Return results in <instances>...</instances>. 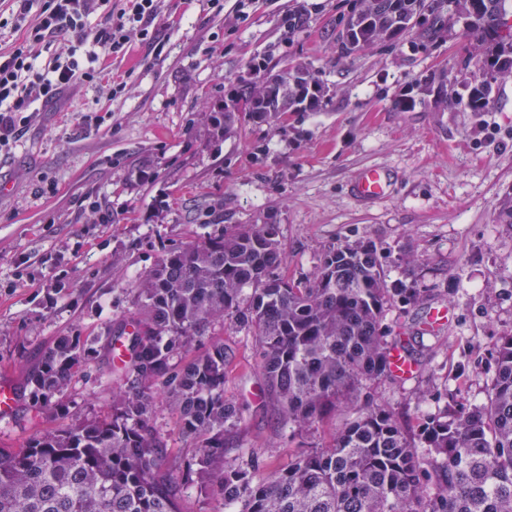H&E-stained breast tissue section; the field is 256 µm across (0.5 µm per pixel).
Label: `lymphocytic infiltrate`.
Instances as JSON below:
<instances>
[{
    "label": "lymphocytic infiltrate",
    "instance_id": "obj_1",
    "mask_svg": "<svg viewBox=\"0 0 512 512\" xmlns=\"http://www.w3.org/2000/svg\"><path fill=\"white\" fill-rule=\"evenodd\" d=\"M161 0H0V153L10 151L37 105L95 82L99 54L125 56L131 41L162 50ZM102 16L92 26L91 16Z\"/></svg>",
    "mask_w": 512,
    "mask_h": 512
}]
</instances>
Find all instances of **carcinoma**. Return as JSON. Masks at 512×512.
Returning <instances> with one entry per match:
<instances>
[{
  "label": "carcinoma",
  "mask_w": 512,
  "mask_h": 512,
  "mask_svg": "<svg viewBox=\"0 0 512 512\" xmlns=\"http://www.w3.org/2000/svg\"><path fill=\"white\" fill-rule=\"evenodd\" d=\"M446 1L460 10V36L476 49L457 59L458 71L471 78L458 102L483 112L496 73L512 70L506 0H341L336 52L348 56L359 43L389 47L410 31L433 46L453 26L443 17ZM296 72H267L237 88L232 102L249 101L250 120L288 106L322 109L319 71H305L307 102L264 94ZM286 263L277 225L228 224L170 249L105 336L58 337L28 374L43 407L66 415L59 395L90 361L112 363L117 341L128 360L113 369L126 387L112 395L106 417L37 433L19 449L0 448V512H186L190 489L232 499L235 512H512L511 333L497 345L485 401L420 418L415 433L369 400L342 418L329 446L300 451L286 469L261 474L254 460L226 456L224 435L243 418L224 399L230 361L222 341L194 350L215 323L236 312L253 330L279 420L296 437L343 411L364 383L389 376L385 307L416 299L405 288H387L371 241L330 249L312 280L282 278L277 270ZM246 287L252 293L242 311ZM158 391L194 455L169 460L150 417Z\"/></svg>",
  "instance_id": "obj_1"
}]
</instances>
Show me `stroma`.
Returning a JSON list of instances; mask_svg holds the SVG:
<instances>
[{"mask_svg": "<svg viewBox=\"0 0 512 512\" xmlns=\"http://www.w3.org/2000/svg\"><path fill=\"white\" fill-rule=\"evenodd\" d=\"M337 2L253 0L240 23L229 2L216 16L201 0H166L162 51L133 43L124 59L101 60L105 82L40 108L0 154L9 185L0 194V373L24 385L57 337L103 332L172 246L227 224H274L284 278L313 279L330 248L370 240L385 256L388 286L417 292V302L385 311L389 339H405L417 376L368 382L361 397L409 425L485 400L495 349L512 333V224L501 217L512 195V79L493 84L487 111L471 112L425 91L434 74L460 90L456 37L425 48L406 34L392 48L337 58ZM297 12L307 23L288 32ZM257 57L276 70H322L326 106L228 130L201 120L241 79H255ZM128 71L131 84L112 98L109 76ZM400 98L416 99L415 110L396 109ZM372 166L391 170V193L358 201L350 185ZM408 253L417 258L410 270ZM434 305L452 308L454 322L419 334ZM213 335L232 363L224 397L243 410L228 457L243 448L262 469L283 468L301 446L331 444L334 418L295 439L282 429L252 329L228 316ZM118 387L98 359L66 390L65 418L24 394L14 418L0 421V448L111 414Z\"/></svg>", "mask_w": 512, "mask_h": 512, "instance_id": "35a3bbf8", "label": "stroma"}]
</instances>
